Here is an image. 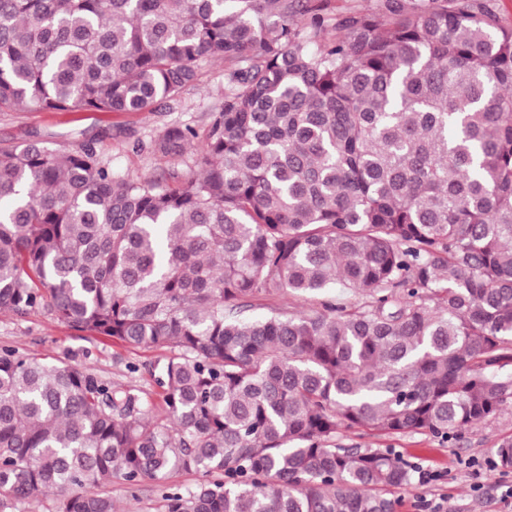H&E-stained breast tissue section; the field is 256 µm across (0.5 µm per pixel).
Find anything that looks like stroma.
I'll use <instances>...</instances> for the list:
<instances>
[{
    "label": "stroma",
    "mask_w": 512,
    "mask_h": 512,
    "mask_svg": "<svg viewBox=\"0 0 512 512\" xmlns=\"http://www.w3.org/2000/svg\"><path fill=\"white\" fill-rule=\"evenodd\" d=\"M230 68L224 61L204 64L195 86L152 112H0V146L31 139L66 153L87 144L121 176L150 178L172 168L191 174L197 170L195 149L173 160L154 153L152 142L170 125L188 124L205 134L213 112L224 102ZM5 345L49 363L68 359L86 365L105 380L138 389L155 415L165 413L154 373L170 349L128 347L77 331L40 309L23 316L0 312V346ZM506 436L512 437V407L453 441L426 434L377 436L349 430L337 434L336 442L345 448H391L408 462L439 473L436 483L425 486L415 481L397 490L396 512H422L429 500L443 503L446 512H512V502L501 497L499 472L487 473L483 489L476 492L465 465L469 459L493 457L496 442ZM166 488L150 481L136 488L116 481L111 495L120 512H162Z\"/></svg>",
    "instance_id": "stroma-1"
}]
</instances>
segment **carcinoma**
I'll list each match as a JSON object with an SVG mask.
<instances>
[{"label":"carcinoma","mask_w":512,"mask_h":512,"mask_svg":"<svg viewBox=\"0 0 512 512\" xmlns=\"http://www.w3.org/2000/svg\"><path fill=\"white\" fill-rule=\"evenodd\" d=\"M326 30L303 0H0V112H153L233 64L184 179L0 147V310L173 350L155 419L1 347L0 512H117L113 480L179 472L164 512H395L410 464L337 433L452 440L512 407V28L376 0ZM280 292L301 310L238 318Z\"/></svg>","instance_id":"cac0c4a2"}]
</instances>
